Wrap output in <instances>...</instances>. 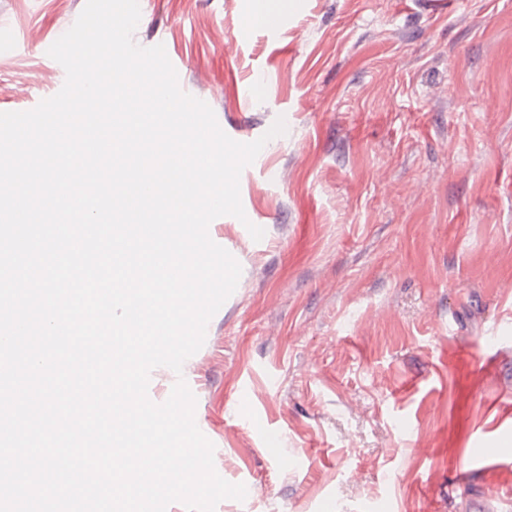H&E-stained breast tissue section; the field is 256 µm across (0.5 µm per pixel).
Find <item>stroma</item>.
<instances>
[{"label":"stroma","mask_w":512,"mask_h":512,"mask_svg":"<svg viewBox=\"0 0 512 512\" xmlns=\"http://www.w3.org/2000/svg\"><path fill=\"white\" fill-rule=\"evenodd\" d=\"M86 0H0V112L55 95ZM139 0L136 44L248 143L234 293L177 378L244 501L215 512H512V0ZM264 231L253 240L248 225ZM493 349L492 366L476 356ZM501 466L455 474L472 434Z\"/></svg>","instance_id":"stroma-1"}]
</instances>
